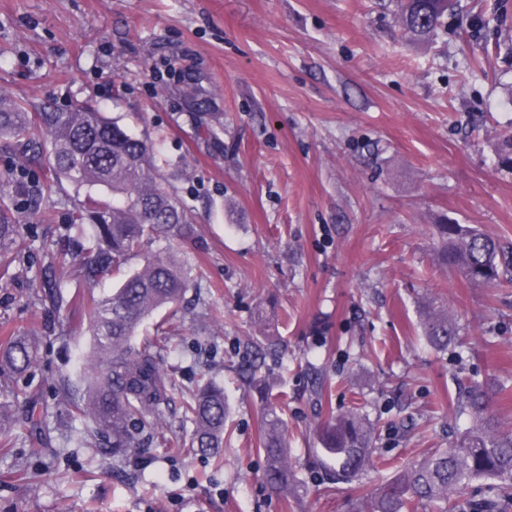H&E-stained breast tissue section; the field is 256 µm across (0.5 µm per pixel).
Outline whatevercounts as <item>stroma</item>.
<instances>
[{"instance_id": "35a3bbf8", "label": "stroma", "mask_w": 512, "mask_h": 512, "mask_svg": "<svg viewBox=\"0 0 512 512\" xmlns=\"http://www.w3.org/2000/svg\"><path fill=\"white\" fill-rule=\"evenodd\" d=\"M512 0H459L426 42L412 41L397 0H0V94L67 112L89 102L149 136L162 174L195 215L190 241L158 238L192 267L163 369L175 391L161 414L189 437L183 402L200 380L230 407L216 461L146 442L142 467L81 443L61 381L78 382L90 297L34 301L49 261L71 262L69 183L39 198L48 170L0 140V188L19 219L24 262L0 271V345L37 337L22 391L43 400L48 463L25 459L24 430L0 421V512H351L470 424L456 408L468 381L512 431V284L483 286L439 265L448 219L512 243ZM54 221L39 223V209ZM443 305L458 343L430 347L420 322ZM265 358L266 393L243 371ZM282 403L297 488L267 485L266 402ZM364 407L378 425L369 465L329 484L321 426Z\"/></svg>"}]
</instances>
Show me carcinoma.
Masks as SVG:
<instances>
[{"mask_svg": "<svg viewBox=\"0 0 512 512\" xmlns=\"http://www.w3.org/2000/svg\"><path fill=\"white\" fill-rule=\"evenodd\" d=\"M452 8V0H400V19L415 39L426 38ZM38 127L45 144L38 147L30 131ZM0 138L12 141L26 160L43 165L55 179L76 190L87 189L84 199L71 201L69 231L79 251L70 267L43 285L40 298L56 309L68 304L64 281L97 283L140 258V265L125 274L110 296L92 301L89 333L92 349L87 361L89 379L84 393L66 392L68 414L88 421L83 441L97 445L107 439L116 456L133 455L139 438L167 446L176 444L191 452L221 459L224 426L229 405L224 389L204 385L184 402V416L193 425L189 439L169 437L160 430V408L173 399V384L162 371L161 343L173 324H156L154 339L140 345L132 337L156 311L178 307L187 288L188 272L174 256L146 250L156 236L180 240L195 233L188 205L160 174L156 145L128 133L118 122L92 105L78 112H56L0 95ZM20 225L0 213V252L20 257ZM447 248L442 263L470 281L495 285L512 278V248L499 244L475 229L454 234L448 224L439 225ZM423 334L436 349L448 347L456 331L448 314L429 311ZM35 337L13 336L0 349V378L20 379L37 363ZM20 402L14 421L30 433L27 458L48 459L56 449L46 446L39 433L40 401L34 396L15 397ZM489 394L481 385L466 388L458 397L459 412L471 425L457 434L446 448L405 468L376 494L362 496L355 512H414L418 506L439 503L448 494L462 492L476 480L489 483L490 495L467 502V512H502L512 505V433L498 429L488 414ZM377 430L356 410L325 423L317 449L329 479L351 481L370 461ZM261 449L266 457V479L283 495L293 490L294 474L287 461V429L283 410L271 403L262 413Z\"/></svg>", "mask_w": 512, "mask_h": 512, "instance_id": "cac0c4a2", "label": "carcinoma"}]
</instances>
